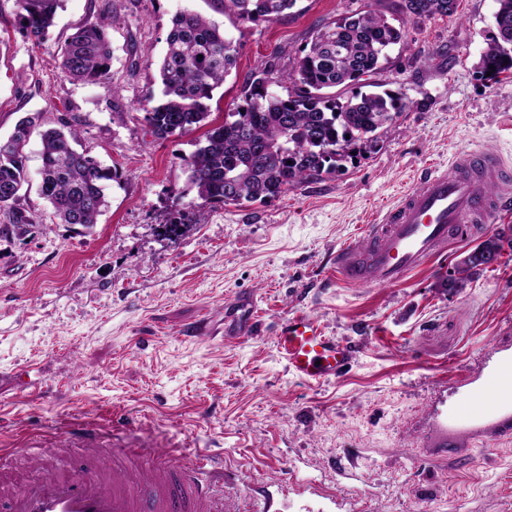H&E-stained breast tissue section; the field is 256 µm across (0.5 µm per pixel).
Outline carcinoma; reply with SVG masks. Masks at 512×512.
Instances as JSON below:
<instances>
[{"instance_id":"cac0c4a2","label":"carcinoma","mask_w":512,"mask_h":512,"mask_svg":"<svg viewBox=\"0 0 512 512\" xmlns=\"http://www.w3.org/2000/svg\"><path fill=\"white\" fill-rule=\"evenodd\" d=\"M245 23H273L297 0H210ZM458 0H402L398 20L365 5L326 26L316 28L286 74L274 67L243 78V104L224 113L196 150L183 159L189 189L195 197L174 204L202 209L210 204L241 205L277 199L307 179L345 168L355 156L371 152L381 131L401 112L391 90H344L384 69L390 49L404 37L410 19L452 16ZM495 30L480 57V74L512 75V0H496ZM22 29L40 41L49 35L60 0H14ZM159 63L162 98L142 107L149 133L158 140L188 134L207 125L206 101L237 69L234 40L201 14L178 12L166 37ZM112 48L105 19L90 21L69 37L60 68L79 81H99L111 72ZM286 94L271 93L268 81ZM39 116L25 117L5 140L0 139V211L13 227L40 223L20 205L25 148ZM78 132L71 124L41 134L39 192L60 224L91 228L107 206L106 188L119 181L118 169L77 150ZM512 249V237L500 231L488 236L456 265L448 287L463 286L467 273Z\"/></svg>"}]
</instances>
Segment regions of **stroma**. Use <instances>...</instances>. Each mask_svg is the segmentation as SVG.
<instances>
[{
	"mask_svg": "<svg viewBox=\"0 0 512 512\" xmlns=\"http://www.w3.org/2000/svg\"><path fill=\"white\" fill-rule=\"evenodd\" d=\"M401 0H298L295 15L258 25L208 0H62L41 43L23 31L14 0H0V138L30 113L22 204L42 222L0 233V476L34 478L20 446L78 417L110 430V444L164 449L187 461L207 451L224 464L240 512L272 498L275 512H512V439L483 437L447 459L431 432L441 413L467 409L465 368L512 344V250L450 289L468 251L512 226V210L401 282L351 286L333 258L410 190L426 168L482 148L512 163V76L477 65L496 0H459L450 18L409 22L381 76L402 112L377 148L345 171L309 179L281 197L176 210L187 193L181 159L196 134L158 140L139 109L160 94L154 65L172 17L190 9L237 43L239 76L209 102V122L243 100L242 76L290 61L312 31L363 5L394 15ZM105 17L108 79L84 83L59 68L75 27ZM75 124L83 149L123 172L92 229L49 222L39 194L40 135ZM188 224L175 241L155 227ZM259 300L258 332L224 333V309ZM315 315L354 342L341 377L308 385L288 373L279 323Z\"/></svg>",
	"mask_w": 512,
	"mask_h": 512,
	"instance_id": "1",
	"label": "stroma"
}]
</instances>
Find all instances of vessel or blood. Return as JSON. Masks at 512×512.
Instances as JSON below:
<instances>
[{"instance_id":"vessel-or-blood-1","label":"vessel or blood","mask_w":512,"mask_h":512,"mask_svg":"<svg viewBox=\"0 0 512 512\" xmlns=\"http://www.w3.org/2000/svg\"><path fill=\"white\" fill-rule=\"evenodd\" d=\"M512 200V167L495 153L471 150L457 154L444 168H432L416 188L401 195L377 224L367 225L361 243L336 254L337 278L355 285L397 283L446 251L449 243L475 233L477 225L495 222ZM255 300H244L235 317L237 334L255 333ZM275 343L291 374L307 384L343 375L355 349L326 335L319 320L307 313L281 321ZM512 435V356L503 357L480 385L479 394L462 412H451L434 428L442 453L461 452L465 441L484 435ZM65 447L95 457L93 467L69 475L55 464V449L28 440L38 459L36 478L20 489H0L6 512H239L234 501L214 491L221 476L209 456L188 465L158 451L141 473L107 451L101 431L74 420L64 423Z\"/></svg>"}]
</instances>
